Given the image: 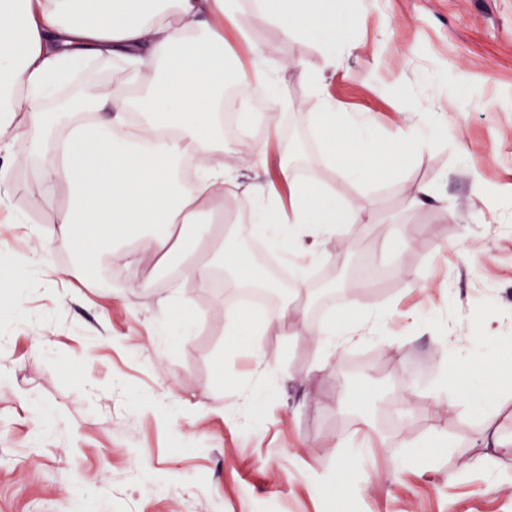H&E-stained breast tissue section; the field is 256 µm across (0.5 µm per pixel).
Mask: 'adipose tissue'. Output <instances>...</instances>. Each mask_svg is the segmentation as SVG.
<instances>
[{
  "mask_svg": "<svg viewBox=\"0 0 512 512\" xmlns=\"http://www.w3.org/2000/svg\"><path fill=\"white\" fill-rule=\"evenodd\" d=\"M241 0H0V142L23 140L34 155L52 154L43 170L41 198L66 183L70 203L56 210L60 242L85 263L96 259L89 242L140 239L132 255L139 264L166 257L182 240L177 227L190 224L205 203L218 201L225 186L236 187L239 205L269 197L264 183H243L224 165L220 125L225 31ZM255 18L279 24L284 37L322 32L346 42L345 13L335 0H256ZM117 58L123 78L108 95L93 92L48 109L41 94L50 78L63 77L80 59ZM275 70L259 50L236 74V100L247 103L271 95ZM307 118L319 138L339 140L349 153L344 173L363 182H384L396 168L380 163L370 135L368 113L353 114L331 96ZM205 162L202 173L183 179L181 159ZM287 182L288 218L257 224L253 230L275 249L303 248L307 236L320 237L340 224L369 218L329 201L317 183L304 181L278 156ZM211 225L197 228L200 241L220 240L219 249L185 265L183 272L207 287L214 257H234L237 279L254 280L241 257L235 234L223 231V210Z\"/></svg>",
  "mask_w": 512,
  "mask_h": 512,
  "instance_id": "ef3b65f1",
  "label": "adipose tissue"
}]
</instances>
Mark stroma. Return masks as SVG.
I'll return each instance as SVG.
<instances>
[{"mask_svg": "<svg viewBox=\"0 0 512 512\" xmlns=\"http://www.w3.org/2000/svg\"><path fill=\"white\" fill-rule=\"evenodd\" d=\"M338 2L354 49L327 90L371 113L402 171L374 184L326 163L335 146L307 119L321 97L299 72L342 48L284 38L245 0L237 21L280 72L251 139L272 157L292 142L303 177L378 218L342 225L319 252L284 251L309 287L328 267L347 283L262 335L225 336L237 286L131 267L130 243L101 247L90 268L61 246L40 253L52 226L28 216L45 162L21 141L0 152V512H512V454L477 442L485 406L439 389L463 376L512 436V0ZM120 75L90 60L62 94L104 95ZM418 98L448 126L407 158L396 133ZM417 185L436 201L410 211ZM367 263L393 278L360 285ZM344 312L372 332L321 364L315 331ZM357 452L346 498L331 499L339 458Z\"/></svg>", "mask_w": 512, "mask_h": 512, "instance_id": "1", "label": "stroma"}]
</instances>
